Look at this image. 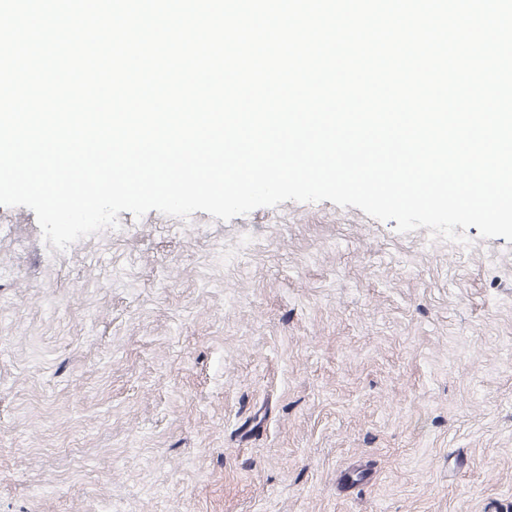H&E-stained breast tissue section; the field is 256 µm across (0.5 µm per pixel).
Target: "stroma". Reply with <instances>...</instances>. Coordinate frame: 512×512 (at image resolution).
<instances>
[{"instance_id":"1","label":"stroma","mask_w":512,"mask_h":512,"mask_svg":"<svg viewBox=\"0 0 512 512\" xmlns=\"http://www.w3.org/2000/svg\"><path fill=\"white\" fill-rule=\"evenodd\" d=\"M466 236L0 206V512H512V243Z\"/></svg>"}]
</instances>
